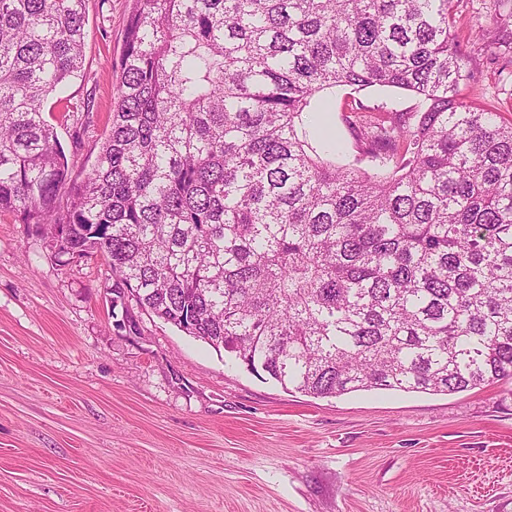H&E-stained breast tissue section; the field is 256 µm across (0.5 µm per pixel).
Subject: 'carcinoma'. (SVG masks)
<instances>
[{"label": "carcinoma", "mask_w": 512, "mask_h": 512, "mask_svg": "<svg viewBox=\"0 0 512 512\" xmlns=\"http://www.w3.org/2000/svg\"><path fill=\"white\" fill-rule=\"evenodd\" d=\"M457 0H132L80 182L44 104L84 76L86 0H0V213L111 268L113 300L285 390L512 381V123L458 99ZM418 98L304 130L337 87Z\"/></svg>", "instance_id": "obj_1"}]
</instances>
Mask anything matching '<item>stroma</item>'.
<instances>
[{
	"mask_svg": "<svg viewBox=\"0 0 512 512\" xmlns=\"http://www.w3.org/2000/svg\"><path fill=\"white\" fill-rule=\"evenodd\" d=\"M130 0H87L86 69L69 119L47 113L72 179L90 171L110 108ZM471 59L458 98L512 122V0H458ZM417 100L339 87L329 119L357 150L352 101ZM100 256L68 265L0 214V512H512V382L451 395L315 398L127 306L115 327Z\"/></svg>",
	"mask_w": 512,
	"mask_h": 512,
	"instance_id": "35a3bbf8",
	"label": "stroma"
}]
</instances>
